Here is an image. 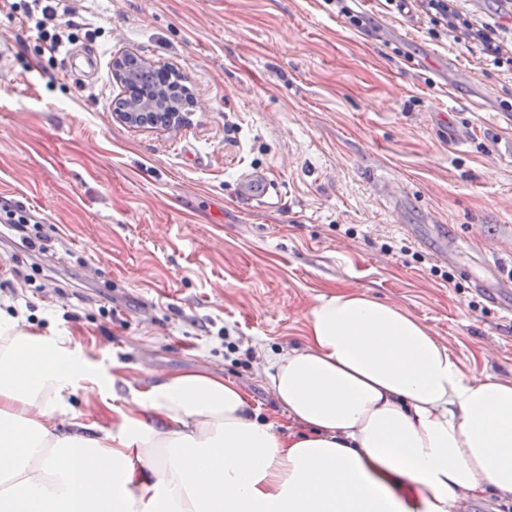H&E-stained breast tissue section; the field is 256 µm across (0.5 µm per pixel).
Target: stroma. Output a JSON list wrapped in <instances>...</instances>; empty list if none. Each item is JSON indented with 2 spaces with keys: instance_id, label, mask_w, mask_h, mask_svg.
Here are the masks:
<instances>
[{
  "instance_id": "35a3bbf8",
  "label": "stroma",
  "mask_w": 512,
  "mask_h": 512,
  "mask_svg": "<svg viewBox=\"0 0 512 512\" xmlns=\"http://www.w3.org/2000/svg\"><path fill=\"white\" fill-rule=\"evenodd\" d=\"M27 2L0 0V40L15 45L0 71V202L41 217L51 247L0 232V310L69 337L104 379L76 390L77 410L203 367L269 413L264 352L300 343L336 288L406 309L465 370L512 379V316L460 272L478 254L512 262V71L387 0H353L359 28L337 0H59L56 52ZM455 6L512 49V0ZM69 48L95 69L67 70ZM121 51L187 74L197 105L180 129L113 119ZM443 63L467 75L454 91ZM250 174L277 207L243 196ZM431 221L461 235L458 262L404 230ZM387 241L423 262L382 253Z\"/></svg>"
}]
</instances>
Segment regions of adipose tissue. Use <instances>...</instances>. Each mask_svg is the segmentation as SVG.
<instances>
[{
	"mask_svg": "<svg viewBox=\"0 0 512 512\" xmlns=\"http://www.w3.org/2000/svg\"><path fill=\"white\" fill-rule=\"evenodd\" d=\"M262 373L278 411L188 370L106 431L69 401L86 362L0 316V512H457L512 498V381L466 372L403 308L320 296L302 345Z\"/></svg>",
	"mask_w": 512,
	"mask_h": 512,
	"instance_id": "1",
	"label": "adipose tissue"
}]
</instances>
